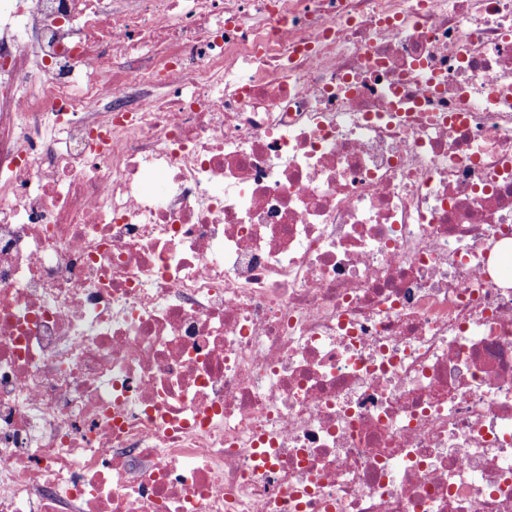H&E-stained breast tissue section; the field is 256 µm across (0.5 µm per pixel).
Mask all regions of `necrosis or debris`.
Masks as SVG:
<instances>
[{"label":"necrosis or debris","instance_id":"necrosis-or-debris-1","mask_svg":"<svg viewBox=\"0 0 512 512\" xmlns=\"http://www.w3.org/2000/svg\"><path fill=\"white\" fill-rule=\"evenodd\" d=\"M512 0H0V512H512Z\"/></svg>","mask_w":512,"mask_h":512}]
</instances>
